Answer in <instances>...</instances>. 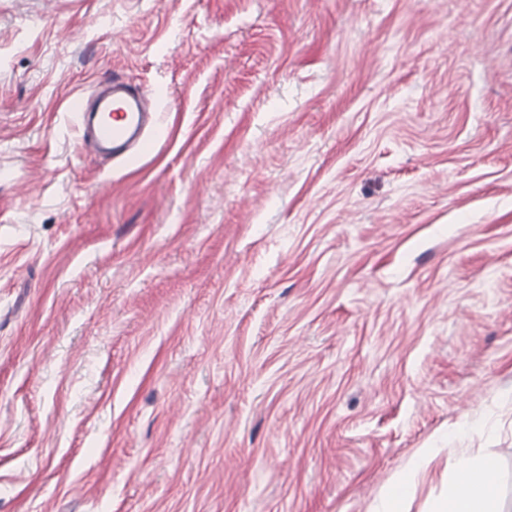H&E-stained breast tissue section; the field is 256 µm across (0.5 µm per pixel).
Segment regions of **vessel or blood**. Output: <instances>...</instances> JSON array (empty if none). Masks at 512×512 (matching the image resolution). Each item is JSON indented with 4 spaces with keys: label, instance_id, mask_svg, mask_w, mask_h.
Here are the masks:
<instances>
[{
    "label": "vessel or blood",
    "instance_id": "vessel-or-blood-1",
    "mask_svg": "<svg viewBox=\"0 0 512 512\" xmlns=\"http://www.w3.org/2000/svg\"><path fill=\"white\" fill-rule=\"evenodd\" d=\"M68 109L78 117L82 137L92 140L104 155L125 156L132 150L145 153L152 147L143 129L156 120V109L118 78L108 80L94 107H87L83 97L74 96Z\"/></svg>",
    "mask_w": 512,
    "mask_h": 512
}]
</instances>
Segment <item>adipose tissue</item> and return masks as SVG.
Here are the masks:
<instances>
[{
  "label": "adipose tissue",
  "instance_id": "obj_1",
  "mask_svg": "<svg viewBox=\"0 0 512 512\" xmlns=\"http://www.w3.org/2000/svg\"><path fill=\"white\" fill-rule=\"evenodd\" d=\"M497 468L491 456L475 463H460L446 496L436 500L430 512H498L499 487L491 479Z\"/></svg>",
  "mask_w": 512,
  "mask_h": 512
}]
</instances>
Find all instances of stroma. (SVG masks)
Returning a JSON list of instances; mask_svg holds the SVG:
<instances>
[{
	"instance_id": "35a3bbf8",
	"label": "stroma",
	"mask_w": 512,
	"mask_h": 512,
	"mask_svg": "<svg viewBox=\"0 0 512 512\" xmlns=\"http://www.w3.org/2000/svg\"><path fill=\"white\" fill-rule=\"evenodd\" d=\"M159 112L107 159L67 110ZM512 512V0H0V512ZM497 468L492 456L476 463L461 462L448 481L447 495L436 500L429 512H500L499 487L490 479ZM407 494V483L400 476L386 491L383 499V509L380 512H405L403 502Z\"/></svg>"
}]
</instances>
